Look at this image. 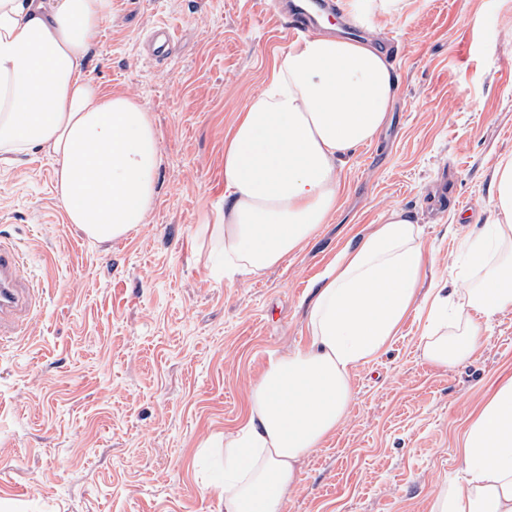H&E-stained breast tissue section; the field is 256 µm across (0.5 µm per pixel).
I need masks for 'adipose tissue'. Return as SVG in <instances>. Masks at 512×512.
Listing matches in <instances>:
<instances>
[{
    "instance_id": "adipose-tissue-1",
    "label": "adipose tissue",
    "mask_w": 512,
    "mask_h": 512,
    "mask_svg": "<svg viewBox=\"0 0 512 512\" xmlns=\"http://www.w3.org/2000/svg\"><path fill=\"white\" fill-rule=\"evenodd\" d=\"M111 14L112 0H0V156L35 147L52 159L69 223L102 243L145 222L162 163L150 113L85 70ZM395 88L391 65L367 41L315 34L274 60L224 140V212L201 228L219 244L225 276L279 263L332 219L347 159L378 136ZM490 185L492 219L463 240L472 262L458 287L442 280L421 292L423 230L398 207L327 270L308 343L270 359L244 422L224 439L225 512L251 503L283 512L297 462L348 414L353 371L410 312L426 309L423 353L448 367L476 352L483 321L512 311V158ZM460 452L466 487L440 486L431 512H512V377L467 423Z\"/></svg>"
}]
</instances>
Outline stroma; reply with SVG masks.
Wrapping results in <instances>:
<instances>
[{
    "instance_id": "35a3bbf8",
    "label": "stroma",
    "mask_w": 512,
    "mask_h": 512,
    "mask_svg": "<svg viewBox=\"0 0 512 512\" xmlns=\"http://www.w3.org/2000/svg\"><path fill=\"white\" fill-rule=\"evenodd\" d=\"M512 0H410L379 18L399 47L396 98L343 172L341 206L304 246L246 278L215 272L199 235L224 203V136L287 52L270 0H112L86 70L136 99L159 134L158 201L109 243L67 220L54 168L33 150L0 163V239L25 256L42 308L0 347V506L6 512H225L221 463L203 444L242 422L271 357L306 320L339 254L384 211L424 228L425 278H452L458 204L484 226L489 180L512 157ZM174 27L167 59L152 26ZM424 312L351 379L345 420L298 464L285 512H431L462 484L459 438L512 375V311L467 361L431 364Z\"/></svg>"
}]
</instances>
